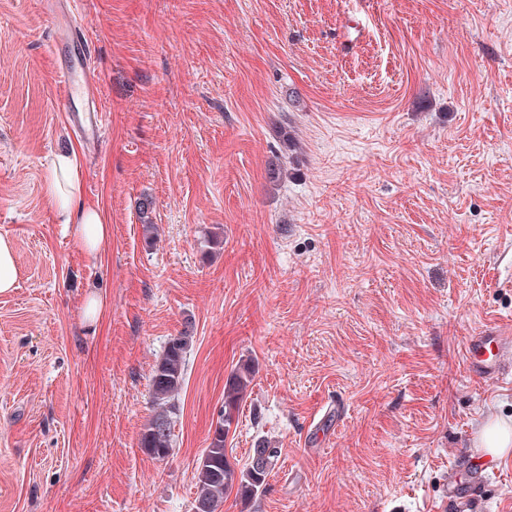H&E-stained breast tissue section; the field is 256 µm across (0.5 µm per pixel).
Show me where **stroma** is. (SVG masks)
I'll list each match as a JSON object with an SVG mask.
<instances>
[{
	"label": "stroma",
	"mask_w": 512,
	"mask_h": 512,
	"mask_svg": "<svg viewBox=\"0 0 512 512\" xmlns=\"http://www.w3.org/2000/svg\"><path fill=\"white\" fill-rule=\"evenodd\" d=\"M79 11L107 113L95 145L67 122L56 18L0 0V234L20 271L0 295V512H192L245 359L227 457L242 468L263 439L282 455L219 512H437L485 423L512 424V349L495 384L464 357L490 327L512 346V0ZM69 148L112 226L94 256L43 193ZM186 331L158 461L139 446L151 373ZM497 464L473 512H512V453Z\"/></svg>",
	"instance_id": "stroma-1"
}]
</instances>
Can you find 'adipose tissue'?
Segmentation results:
<instances>
[{
    "instance_id": "ef3b65f1",
    "label": "adipose tissue",
    "mask_w": 512,
    "mask_h": 512,
    "mask_svg": "<svg viewBox=\"0 0 512 512\" xmlns=\"http://www.w3.org/2000/svg\"><path fill=\"white\" fill-rule=\"evenodd\" d=\"M84 173L74 150L58 151L45 165L44 192L58 223L64 224L75 247L94 254L111 234L100 209L83 205Z\"/></svg>"
}]
</instances>
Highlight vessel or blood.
<instances>
[{"mask_svg": "<svg viewBox=\"0 0 512 512\" xmlns=\"http://www.w3.org/2000/svg\"><path fill=\"white\" fill-rule=\"evenodd\" d=\"M74 2L75 0H47L60 21L63 41L76 45L82 52L80 69L68 66L61 68L60 80L67 94L80 95L88 102V110L69 113L68 118L79 135L93 141L98 139L104 129L105 112L99 97L97 74L91 66L88 34L75 18ZM503 349V338L496 328L486 329L471 337L465 348L469 372L481 381L497 379L503 370ZM492 465L493 462L489 459L469 458L465 464L467 476L448 486L450 512H471L475 488L483 473Z\"/></svg>", "mask_w": 512, "mask_h": 512, "instance_id": "obj_1", "label": "vessel or blood"}]
</instances>
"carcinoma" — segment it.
<instances>
[{
  "label": "carcinoma",
  "mask_w": 512,
  "mask_h": 512,
  "mask_svg": "<svg viewBox=\"0 0 512 512\" xmlns=\"http://www.w3.org/2000/svg\"><path fill=\"white\" fill-rule=\"evenodd\" d=\"M191 337L172 338L156 360L150 383L152 415L143 426L139 445L156 460L166 459L172 450L174 419L179 412L178 397L184 384L186 354ZM255 375L252 360L241 362L224 386V406L216 421L208 447L196 467L192 512H218L224 497L236 492L242 500L258 496L267 477L278 464L281 449L263 441L253 449L246 465L235 469L227 459L226 438L235 422Z\"/></svg>",
  "instance_id": "obj_1"
}]
</instances>
